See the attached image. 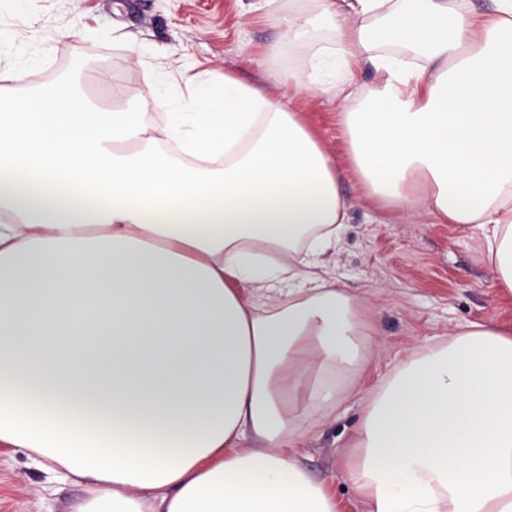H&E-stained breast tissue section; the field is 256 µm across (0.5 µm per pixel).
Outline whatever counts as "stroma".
<instances>
[{"mask_svg": "<svg viewBox=\"0 0 512 512\" xmlns=\"http://www.w3.org/2000/svg\"><path fill=\"white\" fill-rule=\"evenodd\" d=\"M239 0H27L16 11L0 0V37L11 56L0 62V89L11 97L61 80L74 83L90 102L144 97L145 74L188 86L195 78L222 81L231 74L282 89L269 81L266 52L281 36L270 21L241 17ZM48 36L42 69L13 67L28 48L31 30ZM80 69H72L73 61ZM297 108L326 143L341 173L349 224L325 257L337 287L366 299L375 334L374 353L333 411L311 418L301 463L323 484L336 512H362L344 479L340 455L353 437L367 394L392 377L408 355L447 344L457 327L488 324L512 331V296L503 295L486 254L482 229L434 224L396 212L381 216L350 167L336 124V103L300 97ZM83 481L61 480L43 459L23 448L0 446V512H74L87 498Z\"/></svg>", "mask_w": 512, "mask_h": 512, "instance_id": "obj_1", "label": "stroma"}]
</instances>
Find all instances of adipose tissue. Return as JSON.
<instances>
[{
	"mask_svg": "<svg viewBox=\"0 0 512 512\" xmlns=\"http://www.w3.org/2000/svg\"><path fill=\"white\" fill-rule=\"evenodd\" d=\"M305 75H231L101 109L59 84L0 110V445L75 512H335L304 425L370 356L366 300L319 275L350 221L294 106L339 101L380 209L475 224L512 294V0H249ZM368 63L375 80L361 87ZM364 512H512V334L411 354L342 461Z\"/></svg>",
	"mask_w": 512,
	"mask_h": 512,
	"instance_id": "ef3b65f1",
	"label": "adipose tissue"
}]
</instances>
